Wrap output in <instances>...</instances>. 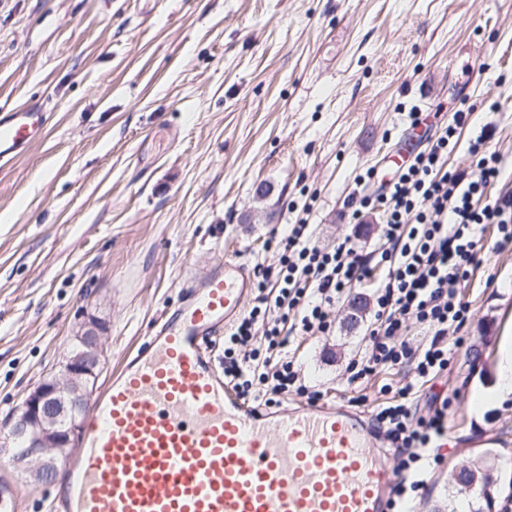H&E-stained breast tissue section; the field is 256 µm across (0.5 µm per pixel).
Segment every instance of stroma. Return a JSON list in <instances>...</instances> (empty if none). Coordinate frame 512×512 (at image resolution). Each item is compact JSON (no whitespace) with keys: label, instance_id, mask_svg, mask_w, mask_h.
<instances>
[{"label":"stroma","instance_id":"obj_1","mask_svg":"<svg viewBox=\"0 0 512 512\" xmlns=\"http://www.w3.org/2000/svg\"><path fill=\"white\" fill-rule=\"evenodd\" d=\"M489 70L491 82L469 81ZM44 102L37 141L0 165V423L58 373L85 323L101 326L103 388L123 353L224 259L276 266L297 215L332 249H377L382 218L350 221L352 192L394 179L387 163L410 111L456 128L449 168L478 179L468 147L507 165L491 195L512 193V0H0V108ZM374 178H367V171ZM468 308L445 370L409 406L447 405V448L424 451L410 512H446L448 473L491 448L512 459V399L475 412L496 340L512 332V242L487 225ZM371 281L330 309L328 333L293 331L302 389L374 416L405 384L401 367L349 380L375 320ZM13 512H53L57 484L34 486L0 453Z\"/></svg>","mask_w":512,"mask_h":512}]
</instances>
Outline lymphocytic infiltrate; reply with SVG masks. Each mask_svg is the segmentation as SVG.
<instances>
[{
	"label": "lymphocytic infiltrate",
	"mask_w": 512,
	"mask_h": 512,
	"mask_svg": "<svg viewBox=\"0 0 512 512\" xmlns=\"http://www.w3.org/2000/svg\"><path fill=\"white\" fill-rule=\"evenodd\" d=\"M452 137L447 128L431 140L389 193L349 199V206L380 210L385 223L381 251L358 254L349 237L325 251L313 242L304 220L292 225L279 242L275 290L259 293L256 305L224 339V380L242 399L256 402L288 393L298 380L285 352L288 320L297 319L306 333L327 332L331 305L348 285L370 277L376 263L386 267L387 275L376 291L378 310L369 332L371 347L354 366L351 382L401 365L409 376L399 390L402 399L412 394L417 383L447 366L448 334L458 330L466 313L454 287L467 277L476 258L478 227L498 225L504 240L512 239V196H484L486 187L501 176L502 157L485 152L486 136L476 137L469 153L482 177L468 179L464 172H451L445 166ZM265 318L269 326L262 336H255V324ZM409 322L426 329L429 339L422 346L401 341L400 334ZM446 417L443 406L418 420L401 400L380 406L375 422L400 458L398 496L421 486L420 451L444 433Z\"/></svg>",
	"instance_id": "obj_1"
}]
</instances>
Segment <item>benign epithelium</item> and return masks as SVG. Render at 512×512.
<instances>
[{"label":"benign epithelium","mask_w":512,"mask_h":512,"mask_svg":"<svg viewBox=\"0 0 512 512\" xmlns=\"http://www.w3.org/2000/svg\"><path fill=\"white\" fill-rule=\"evenodd\" d=\"M100 327L92 324L80 334L81 347L72 353L59 373L42 380L24 398L20 411L10 418L9 433L18 439L30 428L39 430L33 449L14 457L34 484L49 483L66 463L80 439L79 422L66 424L77 403L90 401L89 377L104 357Z\"/></svg>","instance_id":"1"}]
</instances>
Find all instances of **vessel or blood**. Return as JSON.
Returning <instances> with one entry per match:
<instances>
[{"mask_svg": "<svg viewBox=\"0 0 512 512\" xmlns=\"http://www.w3.org/2000/svg\"><path fill=\"white\" fill-rule=\"evenodd\" d=\"M47 120L36 102L1 113L0 162ZM252 285L247 264H218L124 355L82 423L62 512H391L399 476L361 413L264 412L225 384L208 347Z\"/></svg>", "mask_w": 512, "mask_h": 512, "instance_id": "obj_1", "label": "vessel or blood"}]
</instances>
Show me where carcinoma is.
Returning <instances> with one entry per match:
<instances>
[{
	"instance_id": "obj_1",
	"label": "carcinoma",
	"mask_w": 512,
	"mask_h": 512,
	"mask_svg": "<svg viewBox=\"0 0 512 512\" xmlns=\"http://www.w3.org/2000/svg\"><path fill=\"white\" fill-rule=\"evenodd\" d=\"M501 456L489 449L467 465L452 471L448 484L469 497V512H490L488 494L499 497Z\"/></svg>"
}]
</instances>
